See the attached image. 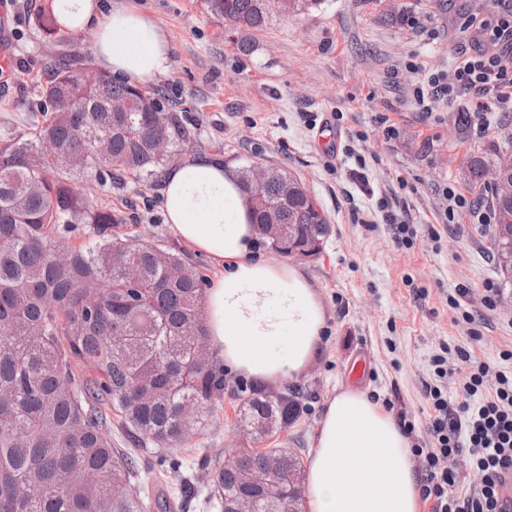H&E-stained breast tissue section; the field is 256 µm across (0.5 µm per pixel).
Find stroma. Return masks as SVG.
Instances as JSON below:
<instances>
[{"mask_svg": "<svg viewBox=\"0 0 512 512\" xmlns=\"http://www.w3.org/2000/svg\"><path fill=\"white\" fill-rule=\"evenodd\" d=\"M12 64L0 69V138L20 130L34 82L54 60L91 61L93 30L45 34L34 15L47 0H8ZM145 12L168 42L169 67L159 76L176 111L193 119L185 158L209 157L243 168L278 164L309 186L332 226L320 255L297 265L318 293L326 329L316 356L297 377L306 411L275 445L302 458L314 450L323 406L336 391L357 386L392 415L415 425L429 447L432 359L442 350L470 351L491 366L512 350V311L485 306L486 287L512 290L492 257L489 225L479 206L444 215V188L469 195V153L491 157L512 147V112L489 128L458 125L469 108L460 96L426 115L411 103V62L450 67L465 40L457 29L480 12L479 0H324L298 16L274 15L266 29H233L210 15L204 0H124ZM365 164H358V157ZM92 202L108 199L124 217L120 233L183 250L206 275L215 269L170 230L159 187L113 184L108 194L84 188ZM414 229L395 240L387 213ZM468 295L453 306L458 289ZM367 360L360 382L351 370ZM193 438L181 460L195 472L196 449L224 454L234 418Z\"/></svg>", "mask_w": 512, "mask_h": 512, "instance_id": "stroma-1", "label": "stroma"}]
</instances>
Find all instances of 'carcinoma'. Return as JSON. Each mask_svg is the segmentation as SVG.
<instances>
[{"label":"carcinoma","mask_w":512,"mask_h":512,"mask_svg":"<svg viewBox=\"0 0 512 512\" xmlns=\"http://www.w3.org/2000/svg\"><path fill=\"white\" fill-rule=\"evenodd\" d=\"M51 5L35 25L52 34L59 19ZM323 0H205L208 10L232 25L262 30L276 13L299 12ZM72 65L53 64L49 79L32 86L31 111L41 117L28 131L0 140V512H161L159 496L139 477V457L112 443L117 417L137 447L153 444L155 475L175 474L179 450L217 425V412L230 391L234 422L274 419L292 427L304 413L302 388L243 387L227 378L210 347L204 313V276L181 251L121 235L112 207H93L79 189L83 181L102 187L130 180L152 187L166 166L178 162L192 139L187 115L173 113L168 153L157 155L150 140L156 113L132 108L114 112L115 101L142 100L172 109L163 90L131 86L104 74L96 83L77 78ZM81 105L65 111V102ZM109 140L110 151L95 153L93 139ZM57 154L47 156L45 140ZM512 174V152L495 153L492 163L472 154L468 186L495 213L493 253L512 249V233L497 229L512 199L497 197L485 180L489 167ZM292 187L288 203L279 186ZM256 224H293L325 239L330 224L307 185L285 169L256 190L241 174ZM94 237L69 247L59 263L55 245ZM301 463L286 448H246L237 463L224 466L201 452L197 469L210 481L205 505L224 512V500L250 494L239 484L237 467L260 474L269 458Z\"/></svg>","instance_id":"cac0c4a2"}]
</instances>
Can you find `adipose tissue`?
I'll list each match as a JSON object with an SVG mask.
<instances>
[{"mask_svg": "<svg viewBox=\"0 0 512 512\" xmlns=\"http://www.w3.org/2000/svg\"><path fill=\"white\" fill-rule=\"evenodd\" d=\"M64 28L93 29L97 67L148 85L167 69L168 45L139 9L109 0H58ZM163 203L171 231L217 273L205 293L211 347L247 379L296 378L318 351L322 302L294 265L257 257L258 238L238 172L210 159L174 165ZM422 495L410 443L395 417L365 394L328 399L309 458V512H418Z\"/></svg>", "mask_w": 512, "mask_h": 512, "instance_id": "ef3b65f1", "label": "adipose tissue"}]
</instances>
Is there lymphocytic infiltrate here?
<instances>
[{
    "label": "lymphocytic infiltrate",
    "instance_id": "lymphocytic-infiltrate-1",
    "mask_svg": "<svg viewBox=\"0 0 512 512\" xmlns=\"http://www.w3.org/2000/svg\"><path fill=\"white\" fill-rule=\"evenodd\" d=\"M461 29L469 33L473 51L459 54L449 72L413 64V104L429 114L464 92L473 111L512 112V0H494L491 11L466 18ZM454 374L465 397L458 407L449 405L439 386L426 390L434 443L423 452V499L430 512H512L501 498L512 478V372L492 371L463 351ZM463 452L480 475L479 484L469 488L452 467Z\"/></svg>",
    "mask_w": 512,
    "mask_h": 512
}]
</instances>
